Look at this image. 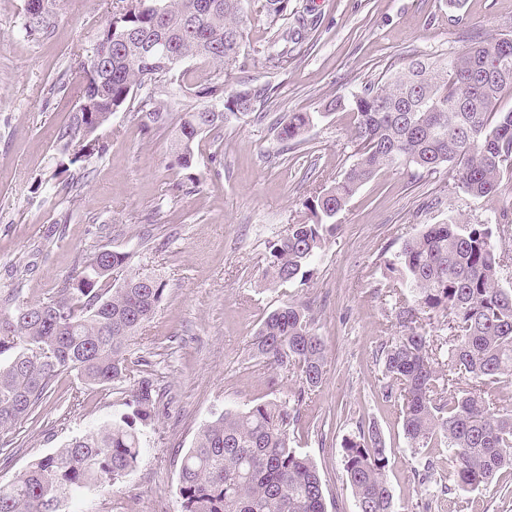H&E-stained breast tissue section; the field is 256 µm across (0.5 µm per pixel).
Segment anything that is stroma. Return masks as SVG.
<instances>
[{
    "instance_id": "obj_1",
    "label": "stroma",
    "mask_w": 512,
    "mask_h": 512,
    "mask_svg": "<svg viewBox=\"0 0 512 512\" xmlns=\"http://www.w3.org/2000/svg\"><path fill=\"white\" fill-rule=\"evenodd\" d=\"M317 18L284 68L255 57L233 72L273 89L261 115L231 116L204 134L195 165L172 162L170 132L142 130L134 113H114L100 129L105 146L69 163L57 132L75 110L80 63L120 0H61L48 34L23 29L27 0H0V310L13 296L46 297L81 255L108 248L130 267L155 270L166 291L129 346L159 379L161 411L143 435L139 462L108 492L83 491L65 512H180L181 458L199 427L227 409L292 398L289 374L256 358L251 340L264 318L292 302L322 336L321 387L301 406L293 445L315 463L329 512H356L343 466L345 438L376 427L389 447L387 480L398 512H448L449 496L468 512H512V484L458 487L444 448H409L382 395V343L398 335L388 264L422 225L471 224L512 212V173L497 193L471 197L432 174L384 170L337 216L338 229L305 285L260 284L270 244L307 218L305 201L343 177L357 158L356 116L332 110L336 97L386 79L414 56L457 54L480 40L512 35V0H300ZM292 112L312 123L299 144L278 140ZM133 385L85 386L62 374L0 453V484L36 458L111 421ZM435 468L424 472L426 460Z\"/></svg>"
}]
</instances>
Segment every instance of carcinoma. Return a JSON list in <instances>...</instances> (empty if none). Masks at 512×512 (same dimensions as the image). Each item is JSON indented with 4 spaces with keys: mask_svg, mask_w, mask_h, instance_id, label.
I'll list each match as a JSON object with an SVG mask.
<instances>
[{
    "mask_svg": "<svg viewBox=\"0 0 512 512\" xmlns=\"http://www.w3.org/2000/svg\"><path fill=\"white\" fill-rule=\"evenodd\" d=\"M26 13L29 35L49 32L59 0H37ZM272 30L265 63L288 62L301 43L304 16L294 0H143L112 13L102 36L112 39L104 78L82 77L75 112L57 137L70 163L104 150L96 132L112 114L133 111L143 130L169 128L174 164L189 168L198 139L227 115L264 110L271 88L224 78L245 68L252 14ZM297 16L298 26L283 24ZM164 39L185 60L210 66L191 83L184 73L141 56V44ZM180 82L203 104L173 114L164 88ZM512 89V37L483 40L454 56L414 59L384 82L339 96L336 108L356 114V161L334 185L304 203L307 221L292 224L270 245L262 280L270 286L305 283L336 215L382 169L434 172L441 166L455 187L475 198L493 196L512 161V110L499 108ZM312 118L293 112L279 123L283 142H298ZM512 223L500 216L482 224L450 220L427 224L404 240L391 272L396 319L404 333L382 349L387 397L402 421L408 445L445 447L448 469L461 487L487 488L512 474V405L496 385L512 379V290L500 281L512 257L504 251ZM129 256L102 249L79 261L61 288L42 300L14 297L0 312V447L51 393L58 377L76 373L87 386L131 379L125 410L112 421L29 463L0 485V512H62L64 503L91 487L114 488L138 463L144 429L158 414L159 393L129 342L152 319L166 283L145 270L112 283ZM446 322L451 336L435 343L429 321ZM256 356L299 383L297 404L321 387L326 346L306 312L286 304L270 312L253 337ZM298 408L277 398L226 409L199 428L179 471L181 512H327L323 482L312 460L292 446ZM344 471L357 512H396L386 479L388 448L379 432L361 429L343 445Z\"/></svg>",
    "mask_w": 512,
    "mask_h": 512,
    "instance_id": "1",
    "label": "carcinoma"
}]
</instances>
